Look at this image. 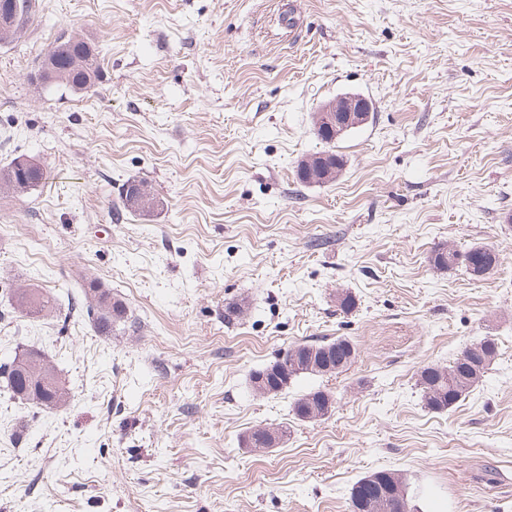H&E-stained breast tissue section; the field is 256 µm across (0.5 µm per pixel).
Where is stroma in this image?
<instances>
[{
  "label": "stroma",
  "instance_id": "obj_1",
  "mask_svg": "<svg viewBox=\"0 0 512 512\" xmlns=\"http://www.w3.org/2000/svg\"><path fill=\"white\" fill-rule=\"evenodd\" d=\"M36 5L0 46V167L44 173L0 189V362L41 351L71 399L0 392V512H348L379 470L409 512H512V0ZM64 32L97 45V90L27 81ZM352 93L368 118L326 145L316 114ZM329 147L336 181L300 182ZM133 181L157 208H124ZM443 245L500 262L439 271ZM92 281L129 325L81 314ZM18 288L56 293L58 317L13 311ZM486 336L482 380L426 408L421 370ZM338 337L357 348L343 371L252 389L281 351ZM318 387L334 410L296 420ZM270 425L279 447L242 445ZM21 155H23V154H20V155L14 157L6 167H3L0 169V184H1V186L7 187L8 189L12 190L13 193H15V194H19L16 192V189H20L21 187L17 186L15 189L11 185L12 183L19 184L23 178V180L27 184V188H28L27 190L29 191V190H33L35 187H37L41 183L43 176H44L43 171L39 166L30 168V169L18 168L17 165L24 166V167H30V166L37 165L36 161L29 156H23L20 159H18ZM16 160H17V162H16ZM28 191H26L25 193H27ZM25 193H22V194H25ZM22 194H19V195H22ZM465 256L469 264L461 262L469 273L476 277H482L497 267L500 259L499 252L487 246H473L468 250L460 251L451 247H439L434 249L430 257V263L437 270H448L459 266L458 257Z\"/></svg>",
  "mask_w": 512,
  "mask_h": 512
}]
</instances>
